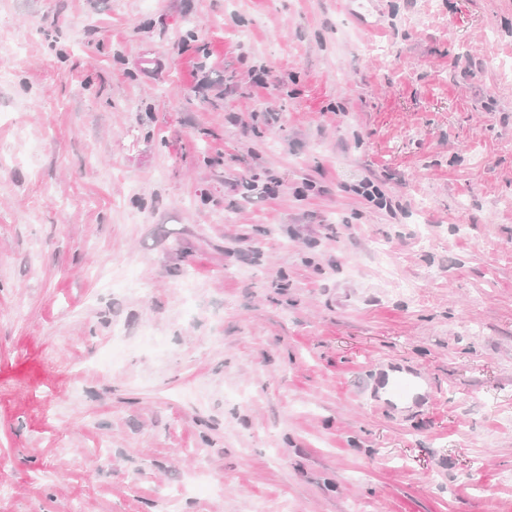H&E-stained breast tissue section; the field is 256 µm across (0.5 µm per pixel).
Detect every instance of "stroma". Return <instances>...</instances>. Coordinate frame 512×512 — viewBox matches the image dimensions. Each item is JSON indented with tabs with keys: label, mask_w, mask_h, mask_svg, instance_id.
<instances>
[{
	"label": "stroma",
	"mask_w": 512,
	"mask_h": 512,
	"mask_svg": "<svg viewBox=\"0 0 512 512\" xmlns=\"http://www.w3.org/2000/svg\"><path fill=\"white\" fill-rule=\"evenodd\" d=\"M366 10L0 0V512H512V0ZM382 385V387H380ZM399 386L405 390L398 391ZM384 389L383 394L379 389ZM434 387L431 379L418 368L409 366L394 370L392 377H381L370 389V406L373 409L388 408L393 410L407 408L406 405H427L433 400Z\"/></svg>",
	"instance_id": "35a3bbf8"
}]
</instances>
